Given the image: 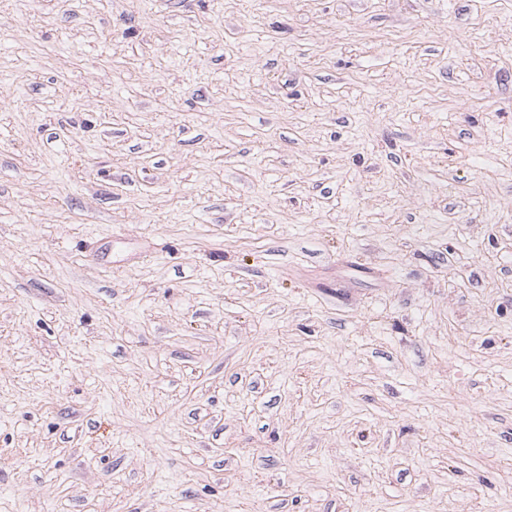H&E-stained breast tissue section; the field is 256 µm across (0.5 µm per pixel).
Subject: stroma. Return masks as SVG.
Wrapping results in <instances>:
<instances>
[{
  "instance_id": "35a3bbf8",
  "label": "stroma",
  "mask_w": 512,
  "mask_h": 512,
  "mask_svg": "<svg viewBox=\"0 0 512 512\" xmlns=\"http://www.w3.org/2000/svg\"><path fill=\"white\" fill-rule=\"evenodd\" d=\"M0 512H512V0H0Z\"/></svg>"
}]
</instances>
